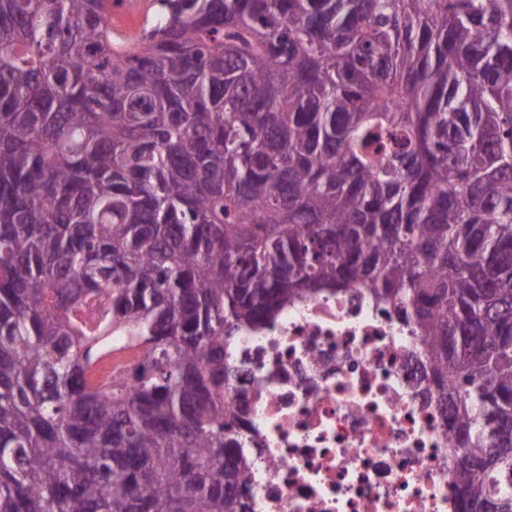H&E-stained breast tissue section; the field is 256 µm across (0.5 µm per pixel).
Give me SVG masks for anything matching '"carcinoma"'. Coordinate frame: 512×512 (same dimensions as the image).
Segmentation results:
<instances>
[{"label":"carcinoma","mask_w":512,"mask_h":512,"mask_svg":"<svg viewBox=\"0 0 512 512\" xmlns=\"http://www.w3.org/2000/svg\"><path fill=\"white\" fill-rule=\"evenodd\" d=\"M119 3L0 0V512H247L225 346L358 283L512 512V0Z\"/></svg>","instance_id":"obj_1"}]
</instances>
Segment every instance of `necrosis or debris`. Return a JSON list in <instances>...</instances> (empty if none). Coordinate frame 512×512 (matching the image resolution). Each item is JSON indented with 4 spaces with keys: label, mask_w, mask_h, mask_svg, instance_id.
I'll use <instances>...</instances> for the list:
<instances>
[{
    "label": "necrosis or debris",
    "mask_w": 512,
    "mask_h": 512,
    "mask_svg": "<svg viewBox=\"0 0 512 512\" xmlns=\"http://www.w3.org/2000/svg\"><path fill=\"white\" fill-rule=\"evenodd\" d=\"M399 304L355 284L235 335L250 512H457L454 431Z\"/></svg>",
    "instance_id": "1"
}]
</instances>
